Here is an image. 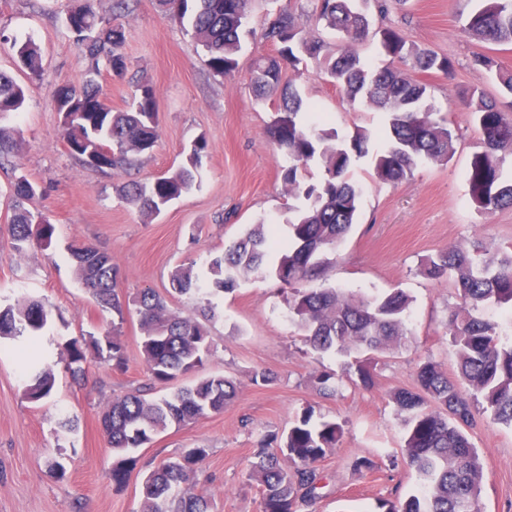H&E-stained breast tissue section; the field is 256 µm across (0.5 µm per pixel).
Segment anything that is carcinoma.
Returning <instances> with one entry per match:
<instances>
[{
  "label": "carcinoma",
  "mask_w": 512,
  "mask_h": 512,
  "mask_svg": "<svg viewBox=\"0 0 512 512\" xmlns=\"http://www.w3.org/2000/svg\"><path fill=\"white\" fill-rule=\"evenodd\" d=\"M162 11L188 23L190 32L207 51L208 64L218 76L234 71L241 48L249 0H158ZM67 23L82 51L86 78L76 86L61 87L55 100L68 152L84 163L90 149L99 150L98 170L122 172L133 159L152 150L158 141L156 93L143 82L135 85L131 103L114 111L94 76L106 69L115 76L127 70L122 52L125 33L119 25L102 21L85 7ZM315 22L343 34L347 44L329 61L326 74L354 108L382 110L388 114L389 143L376 156L373 177L398 183L411 174L417 161L446 165L455 153V135L442 117L425 108L427 85L409 76L411 71L448 69L437 54L408 45L395 32L384 41L392 64L366 66L354 48L367 32L366 14L353 0H317ZM468 32L494 44H512V0H487L468 23ZM267 40L280 45V58H261L254 64L250 83L256 99L279 97L277 112L267 127L269 140L285 152L288 166L281 169L284 193L303 198L297 221L290 224L292 243L273 270H268L264 225H252L228 244L224 255L212 260L209 274L216 290L250 274L271 272L287 288L292 321L305 333V342L316 352H393L409 340L410 300L400 290L381 297H367L335 288H310L329 268L326 252L335 250L354 220L360 191L346 179L354 158L366 153L370 134L359 129L349 145H336V133L301 122L303 101L294 80H284L283 64L294 57L292 44L318 57L323 44L302 37L287 12L277 14L266 28ZM19 68L34 77L42 70L38 45L30 40L11 42ZM26 88L0 72V156L20 144V131L1 121L23 111ZM471 112L483 134L485 150L472 163L470 173L474 202L486 213L512 207V183L499 180L498 153H512V117L496 99L473 90L468 95ZM205 149L202 141L190 149L188 163L169 170L152 182H132L126 200L148 218L158 216L168 204L190 191ZM322 170L317 184H307L302 173L311 162ZM39 191L37 183L20 176L10 194L11 249L21 255L35 244H51L54 225L42 211L25 207ZM455 246L428 257L421 273L432 280L452 279L459 304L449 317V344L457 360L458 379L428 360L416 371L415 387L399 389L391 399L405 430L403 455L420 481V490L388 512H479L484 480L483 465L468 429L475 422V406L501 424L512 425V254H480ZM78 282L104 310L118 316L112 329L100 338L74 339L68 343V368L81 376L86 351L122 371L129 358L119 323L125 303L118 292V271L112 258L89 245L72 246ZM180 294L198 295L199 311L210 309L208 292L199 285L193 266L180 265L170 275ZM139 316L140 357L151 379L167 381L203 367L212 354L208 331L193 313L168 308L151 288L134 300ZM509 309L506 325L477 316L484 306ZM49 311L34 299H15L0 304V339L37 336L48 323ZM53 369L46 365L32 374L23 395L31 402L47 398L54 386ZM236 394L234 383L221 375H207L172 394L149 397L137 389L118 396L102 409L107 444L116 456L151 443L172 426L183 427L210 414H220ZM307 410L284 437L274 435L275 447L264 448L251 465L249 477L261 495L262 512H303L318 495L323 480L320 462L343 437L331 422L311 423ZM207 456L204 448H192L179 458L150 470L140 489L139 512H211L210 500L194 491V476Z\"/></svg>",
  "instance_id": "carcinoma-1"
}]
</instances>
